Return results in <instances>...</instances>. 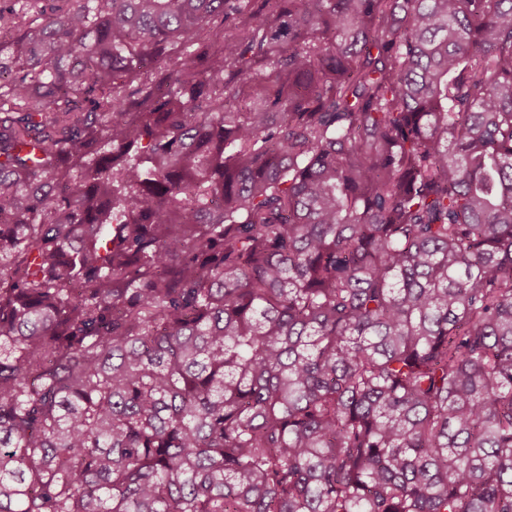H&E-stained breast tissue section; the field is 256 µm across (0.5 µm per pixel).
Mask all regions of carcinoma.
I'll list each match as a JSON object with an SVG mask.
<instances>
[{"label": "carcinoma", "instance_id": "carcinoma-1", "mask_svg": "<svg viewBox=\"0 0 512 512\" xmlns=\"http://www.w3.org/2000/svg\"><path fill=\"white\" fill-rule=\"evenodd\" d=\"M0 512H512V0H0Z\"/></svg>", "mask_w": 512, "mask_h": 512}]
</instances>
